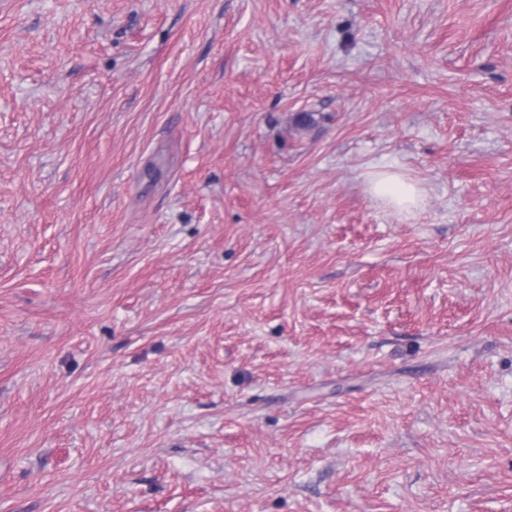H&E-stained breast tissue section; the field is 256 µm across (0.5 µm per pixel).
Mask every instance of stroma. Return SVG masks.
<instances>
[{"label": "stroma", "instance_id": "35a3bbf8", "mask_svg": "<svg viewBox=\"0 0 512 512\" xmlns=\"http://www.w3.org/2000/svg\"><path fill=\"white\" fill-rule=\"evenodd\" d=\"M0 512H512V0H0ZM373 194L384 201H391L400 206H409L419 200L420 190L396 174L383 172L377 174L371 183Z\"/></svg>", "mask_w": 512, "mask_h": 512}]
</instances>
